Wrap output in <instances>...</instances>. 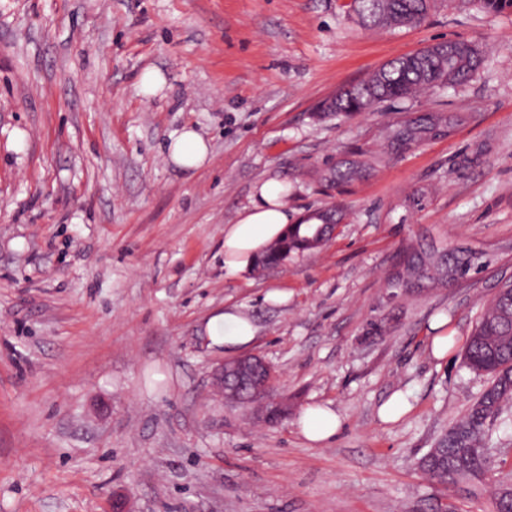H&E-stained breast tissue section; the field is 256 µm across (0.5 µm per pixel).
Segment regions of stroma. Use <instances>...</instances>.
I'll list each match as a JSON object with an SVG mask.
<instances>
[{
	"label": "stroma",
	"instance_id": "stroma-1",
	"mask_svg": "<svg viewBox=\"0 0 512 512\" xmlns=\"http://www.w3.org/2000/svg\"><path fill=\"white\" fill-rule=\"evenodd\" d=\"M348 2L0 0V512H495L493 484L451 494L417 461L483 391L461 352L512 279V12L437 0L419 26L369 30ZM444 39L482 52L468 82L321 114ZM436 109L466 120L387 149ZM187 125L210 148L190 173L165 159ZM347 157L369 176L325 188ZM271 179L296 217L343 218L286 265L225 273L224 227ZM432 243L479 269L391 287L403 249ZM230 305L258 328L282 422L213 393L228 355L206 323ZM395 394L408 410L382 421ZM311 403L342 419L322 445L299 430Z\"/></svg>",
	"mask_w": 512,
	"mask_h": 512
}]
</instances>
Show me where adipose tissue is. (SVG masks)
<instances>
[{
	"mask_svg": "<svg viewBox=\"0 0 512 512\" xmlns=\"http://www.w3.org/2000/svg\"><path fill=\"white\" fill-rule=\"evenodd\" d=\"M209 147L194 127L187 126L167 146L169 161L185 172L203 167L208 160ZM282 185L269 180L260 185L256 200L245 208L236 223L224 227V268L238 274L252 268L266 248L278 239L295 216L289 211L282 196ZM206 332L212 345L226 350L249 347L258 329L254 322L238 308H225L223 313L210 318ZM342 420L330 406L313 404L303 409L299 430L312 443L321 444L332 439L340 430Z\"/></svg>",
	"mask_w": 512,
	"mask_h": 512,
	"instance_id": "obj_1",
	"label": "adipose tissue"
}]
</instances>
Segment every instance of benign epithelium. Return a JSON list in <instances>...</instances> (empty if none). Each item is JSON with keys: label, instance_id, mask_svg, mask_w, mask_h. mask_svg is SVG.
<instances>
[{"label": "benign epithelium", "instance_id": "1", "mask_svg": "<svg viewBox=\"0 0 512 512\" xmlns=\"http://www.w3.org/2000/svg\"><path fill=\"white\" fill-rule=\"evenodd\" d=\"M215 376L220 392L227 401L240 400L257 408L269 405L277 408L276 424L288 418V400L272 396L274 373L270 364L257 354H248L222 363Z\"/></svg>", "mask_w": 512, "mask_h": 512}]
</instances>
